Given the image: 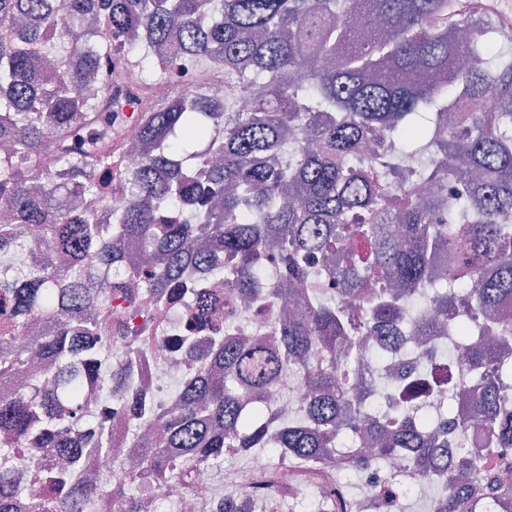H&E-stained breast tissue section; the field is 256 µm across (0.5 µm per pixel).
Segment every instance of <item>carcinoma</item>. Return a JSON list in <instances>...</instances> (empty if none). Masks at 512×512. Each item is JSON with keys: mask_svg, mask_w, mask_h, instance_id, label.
Wrapping results in <instances>:
<instances>
[{"mask_svg": "<svg viewBox=\"0 0 512 512\" xmlns=\"http://www.w3.org/2000/svg\"><path fill=\"white\" fill-rule=\"evenodd\" d=\"M165 43L171 59L153 49ZM224 79V100L200 87L140 112L143 159L126 166L121 130L82 144L77 132L97 127L118 89L129 96L178 78L182 63ZM250 100L248 111L239 99ZM491 97L486 116L471 102ZM0 205L12 223L0 224V252L26 261L0 268V385L22 372L36 354L51 365L47 378L0 397V433L11 447L28 441L34 458L62 456L60 484L47 499L20 495L25 474L0 469V512H99L112 500H145L155 483L176 482L190 494L196 470L220 467L226 449L237 457L264 453L277 459L249 493L261 501L293 495L292 468L323 463L348 472L376 469L403 456L434 487L428 512H473L487 492L511 497L512 486L484 470L512 442V424L496 411L512 391V352L474 342L467 358L484 401L467 412L448 403V418L482 427L499 438L481 458L451 448L448 422L373 416L357 433L339 432L347 417L343 384L356 347L351 311L364 301L379 321L410 318L425 331L448 304L493 309L512 294V41L498 20L448 0H0ZM383 149L396 173L410 154L432 170L438 192L427 201L404 178L380 186L348 159L364 144ZM288 155L279 171L264 165ZM132 187L118 207L99 208L100 178ZM469 183L448 198V179ZM89 199L71 210L72 195ZM369 215L370 223L359 222ZM343 237L358 247L340 276L339 298L312 288L298 315L264 343L248 345L213 328L222 314L213 293L187 288L183 271L234 273L243 294L277 252L288 275L309 274L307 252L336 250ZM136 242L160 261L126 280L112 281L122 243ZM448 264L455 287L435 288L434 313H413L389 289H364L395 277L396 286L430 276ZM148 294L159 307L188 301L184 337L197 371L178 392L179 407L166 436L134 430L139 449L118 465L112 486L98 490L74 476L84 458L111 452L109 414L87 416L89 378L109 377V395L142 412L135 381L112 362V342L130 351L153 339L154 316L136 324ZM128 302L112 308V295ZM37 316L42 332L30 346L14 331ZM212 329L198 340L194 332ZM317 347L328 353L306 395L304 418L290 422L246 393L271 387L275 369L308 362ZM371 445L356 453V439Z\"/></svg>", "mask_w": 512, "mask_h": 512, "instance_id": "carcinoma-1", "label": "carcinoma"}]
</instances>
